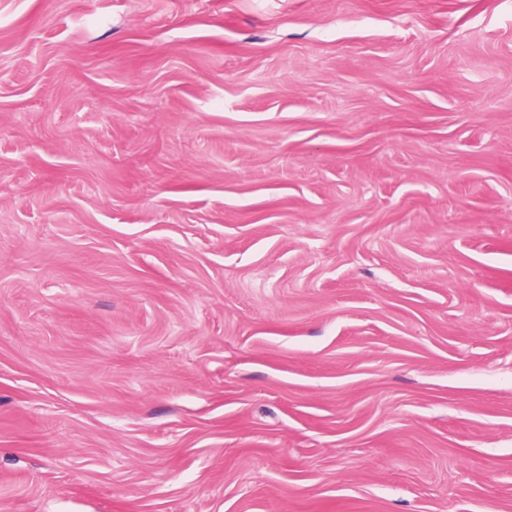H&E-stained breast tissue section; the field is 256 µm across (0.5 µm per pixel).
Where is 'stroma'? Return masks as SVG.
I'll use <instances>...</instances> for the list:
<instances>
[{"mask_svg":"<svg viewBox=\"0 0 512 512\" xmlns=\"http://www.w3.org/2000/svg\"><path fill=\"white\" fill-rule=\"evenodd\" d=\"M0 512H512V0H0Z\"/></svg>","mask_w":512,"mask_h":512,"instance_id":"obj_1","label":"stroma"}]
</instances>
